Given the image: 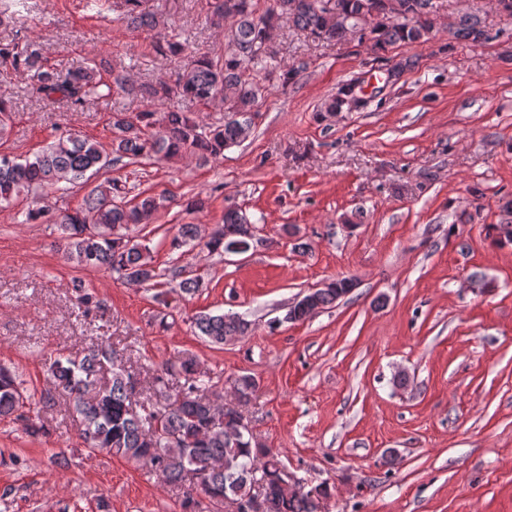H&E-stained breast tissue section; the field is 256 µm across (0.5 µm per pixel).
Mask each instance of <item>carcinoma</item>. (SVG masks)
Wrapping results in <instances>:
<instances>
[{"label":"carcinoma","mask_w":512,"mask_h":512,"mask_svg":"<svg viewBox=\"0 0 512 512\" xmlns=\"http://www.w3.org/2000/svg\"><path fill=\"white\" fill-rule=\"evenodd\" d=\"M142 0H119L131 25L156 26L153 14L141 9ZM26 7V0H0V21H11ZM437 0H272L264 13H256L253 0H213L210 22L226 27L228 41L224 56L201 54L182 72L174 85L166 82L138 84L124 69L102 74L97 65L53 66L41 48L17 42L0 43V63L28 73L33 91L42 100L81 106L86 98L111 103L131 95L162 102L178 94L203 105L220 98L228 103L224 124L208 127L191 112L170 110L162 120L145 109L131 117L120 110L112 113V141L105 149L98 141L78 133L60 136L34 159L0 155V206L10 204L21 193L46 185L66 183L82 187L102 170L124 158H174L186 154L209 161L224 150L246 140L252 129L254 106L262 92L257 74L278 73L282 84L290 83L297 71H276L268 47L274 31L288 23L318 39L341 41L369 39L371 48L384 51L399 43L417 42L436 25ZM458 39L478 43L488 39L481 21L468 14L459 17L454 30ZM129 189L110 178L92 188L80 208L59 216L61 244L77 264L93 269H110L133 283H148L160 277L148 248L125 233L131 224H150L163 206V199L139 193L126 199ZM246 213L230 207L224 211L223 227L204 241L212 253H227L244 245V252L264 244L249 235ZM199 239L198 225H180L170 246L178 249ZM169 282L184 294L198 291L199 278L171 274ZM338 288H317L303 296L307 304L291 306L285 315L290 322L302 321L315 311L334 304L351 292L349 277L338 279ZM195 333L214 344L245 335L249 321L237 314L200 313L193 319ZM111 377L100 380L104 365ZM48 372L54 386L67 392L72 411L82 423V436L92 451L142 463L173 486H187L182 507L193 512L195 497L205 495L223 512L230 504L234 512H322L330 497L327 486L309 490L300 483L288 485V471L273 449L261 443L242 424L243 415L233 405H217L208 392L207 375L192 356L165 363L161 375L148 387L140 410L133 408L137 378L132 367L117 361L109 341L101 338L81 355L56 353ZM183 378L169 395V378ZM256 382L249 375L237 377L231 394L246 404L254 396ZM29 397L21 390L17 373L0 366V418L25 423L38 433L43 427L21 412ZM224 424L214 425V413Z\"/></svg>","instance_id":"cac0c4a2"}]
</instances>
